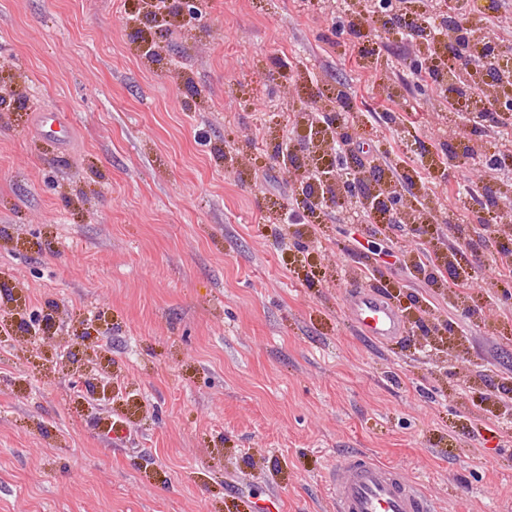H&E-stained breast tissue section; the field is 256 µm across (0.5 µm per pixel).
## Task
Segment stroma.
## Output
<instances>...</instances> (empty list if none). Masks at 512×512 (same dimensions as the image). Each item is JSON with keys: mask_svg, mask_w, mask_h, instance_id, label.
<instances>
[{"mask_svg": "<svg viewBox=\"0 0 512 512\" xmlns=\"http://www.w3.org/2000/svg\"><path fill=\"white\" fill-rule=\"evenodd\" d=\"M136 2L0 0V512H331L324 475L358 450L438 512H512V282L483 269L512 254L421 179L452 114L418 45L361 54L307 0H203L199 28ZM340 93L433 238L333 205L283 223L304 174L274 145ZM422 250L469 293L417 274ZM365 280L403 339L358 332Z\"/></svg>", "mask_w": 512, "mask_h": 512, "instance_id": "1", "label": "stroma"}]
</instances>
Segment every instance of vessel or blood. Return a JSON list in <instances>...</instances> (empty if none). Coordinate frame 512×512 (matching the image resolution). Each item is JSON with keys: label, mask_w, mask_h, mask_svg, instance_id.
Here are the masks:
<instances>
[{"label": "vessel or blood", "mask_w": 512, "mask_h": 512, "mask_svg": "<svg viewBox=\"0 0 512 512\" xmlns=\"http://www.w3.org/2000/svg\"><path fill=\"white\" fill-rule=\"evenodd\" d=\"M348 315L363 336L387 342L405 333L399 310L375 287L353 288L346 300ZM333 512H436L424 486L396 465L366 453L337 460L326 476Z\"/></svg>", "instance_id": "obj_1"}]
</instances>
